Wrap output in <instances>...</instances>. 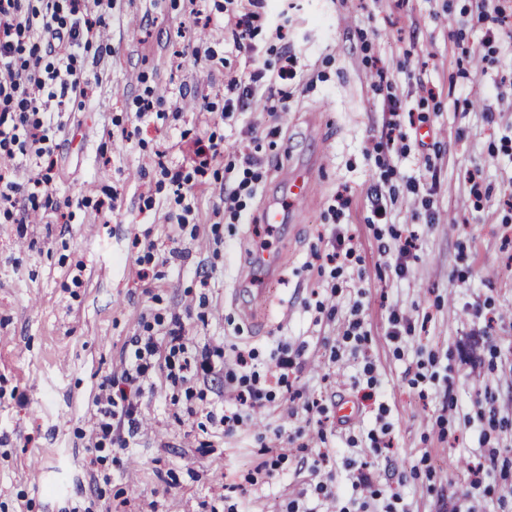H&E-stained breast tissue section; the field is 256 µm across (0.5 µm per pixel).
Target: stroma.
Returning <instances> with one entry per match:
<instances>
[{
    "label": "stroma",
    "instance_id": "stroma-1",
    "mask_svg": "<svg viewBox=\"0 0 512 512\" xmlns=\"http://www.w3.org/2000/svg\"><path fill=\"white\" fill-rule=\"evenodd\" d=\"M261 13L249 58L233 47L224 0H112L106 48L84 64L88 100L52 116L45 190L61 209L0 219V512H226L232 482L248 512L293 501L332 512L317 486L349 484L361 462L383 496L407 475L401 512H512V64L486 42L475 0H266ZM287 53V111L257 95L222 118L225 84L271 78ZM148 96L158 105L140 114ZM393 102L425 135L402 157L374 148ZM200 138L222 153L197 173ZM246 152L262 165L245 168ZM300 167L312 172L309 203L287 210L281 232L258 234L253 221L286 201ZM228 168L244 184L237 216L224 205ZM177 171L189 177L180 189ZM380 180L392 202L375 224L367 191ZM345 188L352 203L332 218ZM180 193L193 209L181 227ZM340 232L356 256L334 272L319 257ZM413 233L400 277L378 245ZM258 267L267 299L248 315L233 296ZM358 300L370 335L353 351L340 341ZM393 311L411 326L396 342ZM158 315L179 317L197 344L253 348L263 363L277 345L298 350V414L277 401L225 438L205 414L221 407L223 379L197 384L204 397L187 406L160 383L140 398L130 446L89 454L99 386L118 379L132 337ZM312 399L324 423L303 412ZM343 401L356 410L346 422ZM384 423L392 446L377 451L369 434ZM279 435L293 439L287 461L250 483ZM491 448L485 492L461 499Z\"/></svg>",
    "mask_w": 512,
    "mask_h": 512
}]
</instances>
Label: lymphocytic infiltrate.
Wrapping results in <instances>:
<instances>
[{"mask_svg":"<svg viewBox=\"0 0 512 512\" xmlns=\"http://www.w3.org/2000/svg\"><path fill=\"white\" fill-rule=\"evenodd\" d=\"M263 0H249V9L238 0H226L232 25L233 46L240 54L255 52V8ZM112 0H0V155H31L51 162L55 150L53 128L41 112L40 95L48 99L84 101L89 82L81 61L93 45L105 6ZM487 24V38L498 43L502 58L512 60V9L503 0H475ZM256 355L246 349L225 357L223 348L196 346L186 336L179 318L159 331L133 337L121 372L122 384L104 383L96 398L97 418L91 448L112 443L128 445L140 430L134 395L153 376L184 389L193 398L197 381L220 376L230 405L209 418L220 434L232 437L243 430L253 413L268 409L278 391L288 386L295 368L287 348H280L274 370L260 372Z\"/></svg>","mask_w":512,"mask_h":512,"instance_id":"lymphocytic-infiltrate-1","label":"lymphocytic infiltrate"}]
</instances>
